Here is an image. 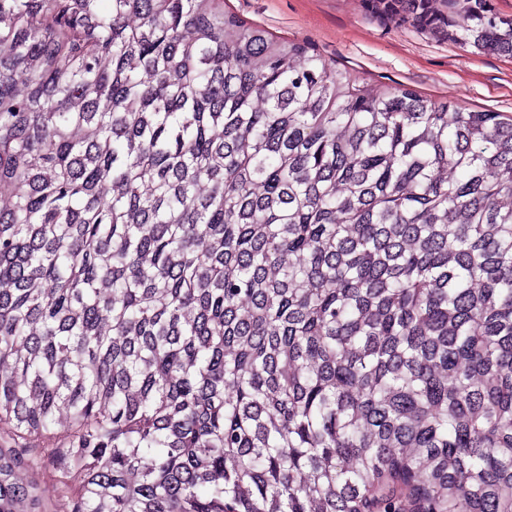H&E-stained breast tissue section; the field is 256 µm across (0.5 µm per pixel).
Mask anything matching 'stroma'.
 <instances>
[{"instance_id": "35a3bbf8", "label": "stroma", "mask_w": 512, "mask_h": 512, "mask_svg": "<svg viewBox=\"0 0 512 512\" xmlns=\"http://www.w3.org/2000/svg\"><path fill=\"white\" fill-rule=\"evenodd\" d=\"M228 10L274 36L308 46L361 82L414 90L472 110L512 114V55L476 52L369 15L362 0H228ZM36 512H69L50 467L24 470Z\"/></svg>"}]
</instances>
